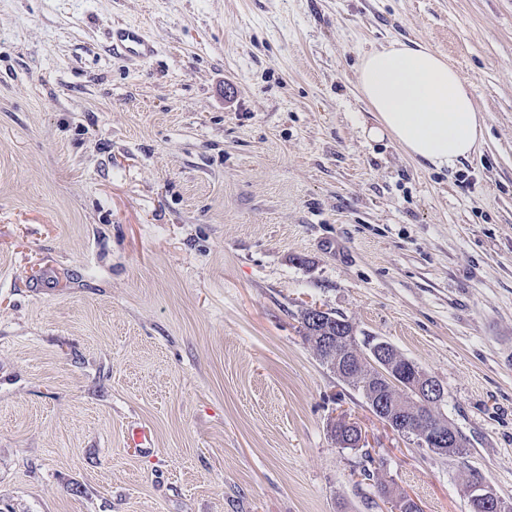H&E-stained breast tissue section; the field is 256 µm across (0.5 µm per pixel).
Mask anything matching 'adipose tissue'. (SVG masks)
Wrapping results in <instances>:
<instances>
[{"label": "adipose tissue", "instance_id": "1", "mask_svg": "<svg viewBox=\"0 0 512 512\" xmlns=\"http://www.w3.org/2000/svg\"><path fill=\"white\" fill-rule=\"evenodd\" d=\"M359 89L377 120L372 136H392L418 161L443 169L469 158L486 119L448 60L403 42L365 54Z\"/></svg>", "mask_w": 512, "mask_h": 512}]
</instances>
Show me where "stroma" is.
Segmentation results:
<instances>
[{"mask_svg": "<svg viewBox=\"0 0 512 512\" xmlns=\"http://www.w3.org/2000/svg\"><path fill=\"white\" fill-rule=\"evenodd\" d=\"M396 40L487 116L454 168L369 136ZM309 306L439 380L463 453L378 418ZM366 467L512 502V0H0V512H390ZM112 49L141 59H150L156 53L155 42L138 27L127 25L112 28Z\"/></svg>", "mask_w": 512, "mask_h": 512, "instance_id": "1", "label": "stroma"}]
</instances>
